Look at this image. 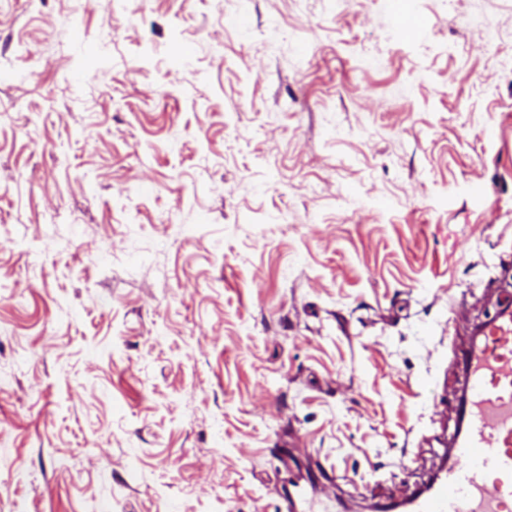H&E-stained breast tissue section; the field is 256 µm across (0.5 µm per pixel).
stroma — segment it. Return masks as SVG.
Returning a JSON list of instances; mask_svg holds the SVG:
<instances>
[{"label":"stroma","instance_id":"1","mask_svg":"<svg viewBox=\"0 0 512 512\" xmlns=\"http://www.w3.org/2000/svg\"><path fill=\"white\" fill-rule=\"evenodd\" d=\"M507 295L512 0H0V512H374Z\"/></svg>","mask_w":512,"mask_h":512}]
</instances>
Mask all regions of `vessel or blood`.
<instances>
[{"label":"vessel or blood","mask_w":512,"mask_h":512,"mask_svg":"<svg viewBox=\"0 0 512 512\" xmlns=\"http://www.w3.org/2000/svg\"><path fill=\"white\" fill-rule=\"evenodd\" d=\"M456 359L465 374L453 404L449 462L424 488L380 512H512V303L479 324Z\"/></svg>","instance_id":"vessel-or-blood-1"}]
</instances>
